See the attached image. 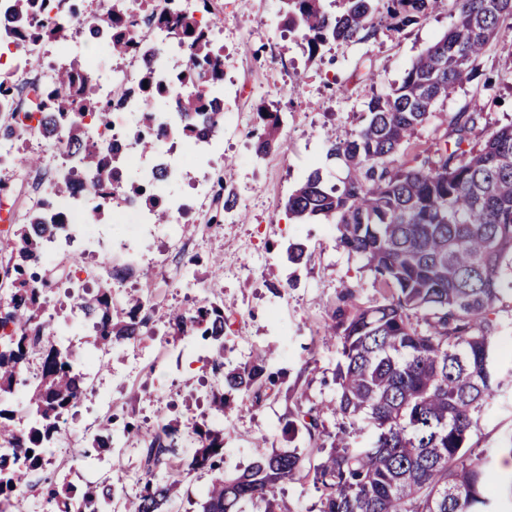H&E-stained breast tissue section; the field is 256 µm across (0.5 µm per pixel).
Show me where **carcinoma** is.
I'll return each instance as SVG.
<instances>
[{"instance_id":"obj_1","label":"carcinoma","mask_w":512,"mask_h":512,"mask_svg":"<svg viewBox=\"0 0 512 512\" xmlns=\"http://www.w3.org/2000/svg\"><path fill=\"white\" fill-rule=\"evenodd\" d=\"M441 0H281L285 28L299 33L310 52L329 42H347L376 31L381 14L395 29L413 24L435 10ZM512 0H454L456 20L407 69L391 93L371 98L365 124L351 138L332 142L326 157L344 170L340 184L327 185L320 169L309 173L285 202L298 224H331L340 248L364 260L379 288V298L364 304L346 288L336 296L329 327L339 339L340 360L334 372L341 416L337 431L328 430L320 413L302 403L287 421L288 448L261 449L240 473L224 475V413L259 405L278 395L281 375L268 369L272 349L257 353L240 367L224 361L231 333L218 283L210 285L206 303L173 312L166 335L201 338L219 384L212 391L210 418L194 422L187 432L162 421L148 429L136 421L102 420L88 443L100 454L123 438L137 439L143 473L140 489L124 495L123 473L95 485L77 488L67 477L43 478L41 503L60 512H167L186 471L212 475L196 501L197 512H291L281 484L302 471L305 456L296 443L304 433L319 454L313 484L320 492L319 512H495L492 495L502 484L486 451L467 441L496 384L492 365L490 315L504 291L512 293V125L492 132L481 144L463 149L481 108L458 113L450 122L438 157L419 168L396 166L395 155L410 140L432 108L473 80L486 45L512 29ZM11 12L23 39L56 43L70 58L51 80L30 89L25 106H15L0 132L25 143L32 127L23 119L40 114L38 125L55 134L69 160H78L74 180L54 184L45 208L26 213L7 244L4 271L10 280L0 300V448H17L13 464L0 455V505L21 512L26 498L18 489L22 461L29 474L44 471L39 449L57 440L59 420L84 396L85 376L66 340L47 330L42 294L56 282L29 272L44 262L42 241L55 230L48 221L53 197L78 192L82 177L93 178L94 220L113 198L137 194L155 207V218L170 214L149 190L128 183L119 157L96 139L84 122L89 113L107 120L112 103L88 72L83 54L70 48L69 33L79 19L75 0H13ZM114 31L108 42L124 59L144 52L129 37L139 22L171 28L185 48L180 82L194 87L175 102L178 134L204 135L216 122V110L205 88L219 83L221 50L213 30L194 16L155 14L140 18L112 13L101 19ZM167 87L152 70L140 74L144 121L133 137L143 150L156 146L153 113L167 106ZM261 122L257 154L284 149L279 113L257 112ZM100 277L97 291L82 289L75 306L93 322L94 354L136 343L150 331L140 295L112 300V279ZM37 358L40 369L28 385L27 431L18 434L17 411L10 408L22 372ZM373 428L365 448H353L350 435L358 423ZM194 443L190 454L175 448L183 436Z\"/></svg>"}]
</instances>
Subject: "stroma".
I'll return each instance as SVG.
<instances>
[{
  "instance_id": "obj_1",
  "label": "stroma",
  "mask_w": 512,
  "mask_h": 512,
  "mask_svg": "<svg viewBox=\"0 0 512 512\" xmlns=\"http://www.w3.org/2000/svg\"><path fill=\"white\" fill-rule=\"evenodd\" d=\"M211 9L222 21L217 40L223 47L224 86L230 91L249 89L233 105L245 132L225 139L222 152L206 158L190 154L186 163L191 171L207 173L210 190L222 185L233 191L237 219L209 227L216 213L214 199H197L188 182L173 185V192L187 205L185 217L175 226H157L150 250L140 258V276L125 280L123 288L133 292L144 287L143 271L158 252H167L173 266L182 264V255L171 248L168 238L169 232H176L200 262L195 275L175 286L157 283L153 325H161L171 309L201 304L209 275L215 270L223 285L224 311L232 321L226 360L238 365L248 362L257 350L275 347L269 367L286 374L280 394L224 419V469L234 473L254 456L255 439L282 442V426L294 402L322 411L327 427L338 423L332 405L337 398L333 372L340 350L326 336L325 328L343 287H355L363 303L378 296L363 260L338 248L333 226L294 223L285 202L313 169H321L328 183L338 181L341 169L326 159L330 142L352 137L365 123L370 98L386 95L400 84L412 62L452 26L455 17L450 0H445L419 22L397 31L382 22L374 36L330 43L312 56L299 38L283 28L280 0H211ZM475 104L482 112L470 143L483 141L512 123V36L487 45L473 81L437 104L400 149L396 163L420 166L443 144L451 119ZM262 108L280 113L287 152L256 156L252 132ZM50 179L47 163L28 175L19 168L0 169V184H5L7 195L20 200L45 191ZM99 223L112 228V235L101 236L74 258L75 264L89 272L111 259L113 235L126 236L134 229L116 204L106 208ZM290 242L306 245L307 261L288 265L284 247ZM256 251L269 255L257 267L250 263ZM48 298L50 309L63 311L55 318V327L63 336L74 338L77 354H85L91 328L72 314L64 284H57ZM493 321L498 386L483 407L468 444L495 451L501 463L507 457L503 445L512 437L511 295L502 296ZM106 359L108 370L98 374L93 391L70 413L76 452L62 468L80 485L98 481L100 473L120 464L127 475L125 491L132 495L141 476L136 443L120 440V453H106L101 460L82 457L86 447L82 424L102 420L114 411L146 426L161 420L188 425L207 414L208 395L216 379L188 341L169 349L159 334L113 347Z\"/></svg>"
}]
</instances>
